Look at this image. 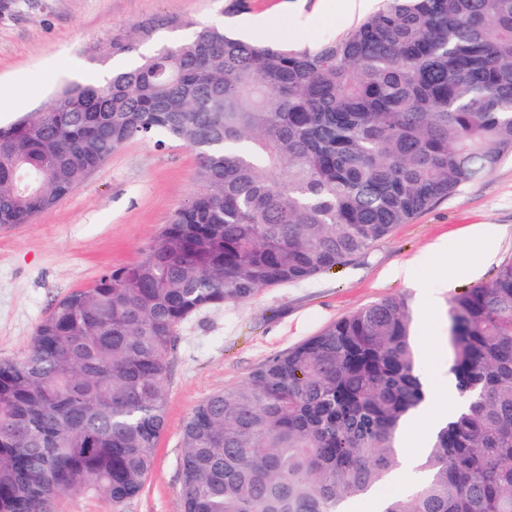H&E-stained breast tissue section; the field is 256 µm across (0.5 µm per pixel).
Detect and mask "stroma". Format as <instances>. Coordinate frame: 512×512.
<instances>
[{
  "mask_svg": "<svg viewBox=\"0 0 512 512\" xmlns=\"http://www.w3.org/2000/svg\"><path fill=\"white\" fill-rule=\"evenodd\" d=\"M12 0L0 13V125L36 111L57 87L121 58L86 55L111 35L154 27L142 52L187 40L193 23H222L250 40L315 46L342 36L375 10L347 13L344 0ZM200 189L197 159L184 145L132 140L65 199L29 224H0V359L22 355L56 300L90 288L110 267L138 260L160 227ZM474 224L497 229L491 255L467 236ZM447 239L448 249L432 248ZM512 258V153L482 179L467 183L367 251L310 280L264 290L256 298L200 311L180 327L169 354L167 417L141 493L122 503L82 488L60 498L58 512H180L181 433L213 393L244 383L272 357L367 304L410 301L413 329L426 337L421 372L427 401L442 417L459 409L448 391V301L491 280ZM409 268L405 282L395 269Z\"/></svg>",
  "mask_w": 512,
  "mask_h": 512,
  "instance_id": "obj_1",
  "label": "stroma"
}]
</instances>
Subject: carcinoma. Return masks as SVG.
<instances>
[{
    "instance_id": "1",
    "label": "carcinoma",
    "mask_w": 512,
    "mask_h": 512,
    "mask_svg": "<svg viewBox=\"0 0 512 512\" xmlns=\"http://www.w3.org/2000/svg\"><path fill=\"white\" fill-rule=\"evenodd\" d=\"M151 35L88 47L138 61L0 127V224L30 223L134 139L190 147L201 184L140 260L62 297L0 360V512H57L75 487L137 496L189 317L335 268L512 152V0H381L315 47L211 23L144 55ZM448 355L465 409L381 512H512V259L449 300ZM426 396L408 299L361 307L196 407L181 512H344L398 468Z\"/></svg>"
}]
</instances>
